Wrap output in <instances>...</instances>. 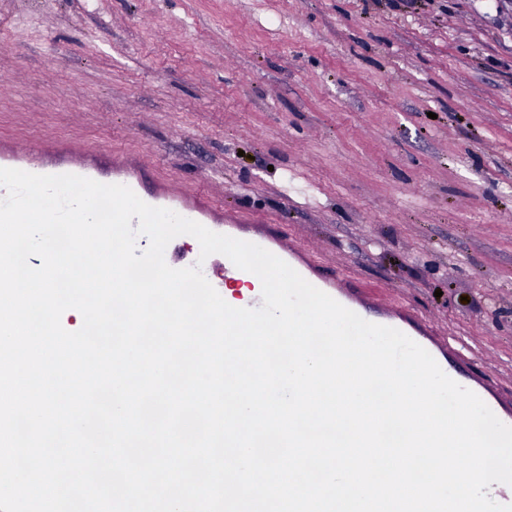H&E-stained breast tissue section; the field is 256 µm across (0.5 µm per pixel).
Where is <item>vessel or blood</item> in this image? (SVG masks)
I'll return each instance as SVG.
<instances>
[{"label":"vessel or blood","mask_w":512,"mask_h":512,"mask_svg":"<svg viewBox=\"0 0 512 512\" xmlns=\"http://www.w3.org/2000/svg\"><path fill=\"white\" fill-rule=\"evenodd\" d=\"M83 154L80 145L68 142H46L37 149L11 144L0 148V167L34 174H75L104 184L124 185L149 205L171 209L214 232L257 244L366 321L402 331L425 348L450 378L458 384H468L462 371L450 364L446 348L428 335L420 320L407 308L390 305L383 298L368 294L344 278L324 276L309 248L289 239L272 225L249 224L232 212L220 215L212 199L199 189L161 181L146 185L142 179L143 172L148 168L145 160L116 156L110 169L104 170L96 163L84 160ZM207 279L219 292L230 282L244 283L256 289L261 286L256 275L237 268L225 257L220 258Z\"/></svg>","instance_id":"vessel-or-blood-1"}]
</instances>
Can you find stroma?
<instances>
[{
    "label": "stroma",
    "instance_id": "stroma-1",
    "mask_svg": "<svg viewBox=\"0 0 512 512\" xmlns=\"http://www.w3.org/2000/svg\"><path fill=\"white\" fill-rule=\"evenodd\" d=\"M501 0H0V142L144 157L428 318L512 411Z\"/></svg>",
    "mask_w": 512,
    "mask_h": 512
}]
</instances>
